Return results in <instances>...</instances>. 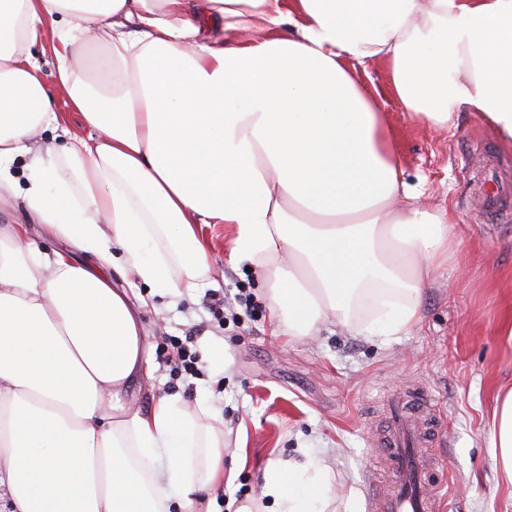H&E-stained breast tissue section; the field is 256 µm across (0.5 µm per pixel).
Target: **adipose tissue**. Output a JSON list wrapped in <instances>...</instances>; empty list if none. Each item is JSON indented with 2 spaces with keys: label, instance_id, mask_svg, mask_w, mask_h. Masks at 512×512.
I'll return each mask as SVG.
<instances>
[{
  "label": "adipose tissue",
  "instance_id": "ef3b65f1",
  "mask_svg": "<svg viewBox=\"0 0 512 512\" xmlns=\"http://www.w3.org/2000/svg\"><path fill=\"white\" fill-rule=\"evenodd\" d=\"M202 17L227 38H200ZM47 23L56 82L101 135L47 148L25 191L66 250L0 229V512H220L216 409L126 400L148 338L109 267L180 297L210 275L204 227L223 224L290 335L409 328L456 218L402 180L353 73L385 60L417 120L445 130L470 110L512 146V0H0V193L13 157L60 125L32 52ZM89 45L109 62L92 75ZM492 440L512 481V390ZM335 500L331 465L309 456L268 463L236 512Z\"/></svg>",
  "mask_w": 512,
  "mask_h": 512
}]
</instances>
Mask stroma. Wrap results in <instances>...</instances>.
<instances>
[{"label":"stroma","mask_w":512,"mask_h":512,"mask_svg":"<svg viewBox=\"0 0 512 512\" xmlns=\"http://www.w3.org/2000/svg\"><path fill=\"white\" fill-rule=\"evenodd\" d=\"M354 79L382 96L403 179L457 218L456 260L435 274L418 321L369 340L332 324L309 339L273 335L267 284L229 262L230 233L217 224L208 232L216 273L206 287L173 301L113 275L115 287L146 302L141 322L150 359L128 396L143 410L161 394L180 397L192 412L202 401L219 409L217 426L239 460L221 512L256 496L268 461L306 454L329 459L336 512H370L384 407L399 393L423 389L434 398L429 453L443 475L440 512H512V484L495 459L491 428L498 396L512 387V341L505 336L512 328V146L469 111L459 112L449 131L415 120L389 88L385 62L357 69ZM30 163L20 155L10 165L15 193L0 204V226L23 225L24 245L49 252L57 241L25 208ZM487 171L509 203L498 215L484 207L479 178ZM241 288L254 295L252 317L215 319L211 302L233 303ZM176 343L195 353L198 376L171 375L165 360Z\"/></svg>","instance_id":"1"}]
</instances>
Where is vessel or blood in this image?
<instances>
[{"label":"vessel or blood","instance_id":"vessel-or-blood-1","mask_svg":"<svg viewBox=\"0 0 512 512\" xmlns=\"http://www.w3.org/2000/svg\"><path fill=\"white\" fill-rule=\"evenodd\" d=\"M430 405V398L424 395L418 397L414 412L393 408L391 426L383 442L384 471L393 481V490L388 493L383 487L372 486L370 512H434L440 479L429 472L421 459L424 432L416 419L417 412Z\"/></svg>","mask_w":512,"mask_h":512}]
</instances>
